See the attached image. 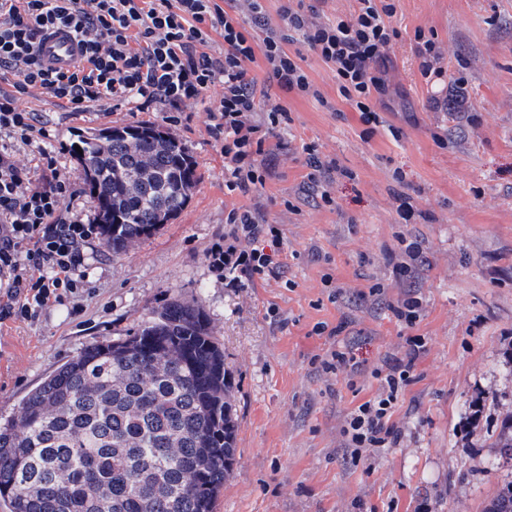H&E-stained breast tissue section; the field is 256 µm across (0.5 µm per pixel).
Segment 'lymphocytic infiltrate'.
I'll return each mask as SVG.
<instances>
[{
  "label": "lymphocytic infiltrate",
  "instance_id": "obj_1",
  "mask_svg": "<svg viewBox=\"0 0 512 512\" xmlns=\"http://www.w3.org/2000/svg\"><path fill=\"white\" fill-rule=\"evenodd\" d=\"M355 14L318 21L308 0H286L280 8L287 32L271 28L261 0H0V321H29L53 303L85 288L84 250L98 225L74 218L79 195L37 111L18 96L31 89L71 113L113 102L142 107L150 103L176 111L196 104L203 92L221 86L208 129L224 152V186L249 192L264 185L286 145L291 122L276 101H259L256 60L268 81L286 91L318 97L300 66L301 43L330 67L340 95L365 124H379L374 98L387 92L383 77L398 33L390 24L394 0H358ZM265 29L255 50L249 26ZM65 28L82 46L81 59L66 69L44 67L38 47L51 30ZM222 38L219 54L209 51ZM308 197L331 203L328 187L347 171L305 149ZM39 179H32V171ZM278 229L257 209L235 208L224 231L205 252L210 269L225 287L249 288L276 274L281 264L267 247L278 244ZM403 356L384 360L372 375L374 396L346 417L342 456L358 458L397 444L401 432L393 415L401 392L415 379L417 358L426 345L406 337Z\"/></svg>",
  "mask_w": 512,
  "mask_h": 512
}]
</instances>
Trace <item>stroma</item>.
<instances>
[{"label": "stroma", "mask_w": 512, "mask_h": 512, "mask_svg": "<svg viewBox=\"0 0 512 512\" xmlns=\"http://www.w3.org/2000/svg\"><path fill=\"white\" fill-rule=\"evenodd\" d=\"M392 25V96L380 124H364L332 70L303 51L322 98L270 87L292 118L290 152L245 194L225 188L224 155L206 131L220 87L187 114L152 104L72 117L46 95H21L64 145L86 221L96 208L72 151L86 131L159 126L188 148L200 180L173 220L125 253L92 241L89 295L52 304L33 322L0 323V414L82 347L132 332L179 299L202 308L224 349L237 418L236 462L215 512H484L512 474L494 446L512 415V0H396ZM419 29L443 54L435 89L419 70ZM459 78L465 99L450 113L438 102ZM310 144L351 173L330 185L328 205L300 192ZM401 194L413 209L408 222L397 212ZM253 207L281 231L282 268L255 287L228 288L205 249L231 209ZM406 241L429 259L411 331L427 350L394 414L398 444L358 462L338 454L340 427L376 392L371 370L404 353L409 331L357 296L378 283L388 300L403 298L409 283L393 267ZM321 322L342 327L341 336L315 334ZM340 338L353 342L365 374L315 370L313 359Z\"/></svg>", "instance_id": "obj_1"}]
</instances>
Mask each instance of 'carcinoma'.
<instances>
[{"mask_svg": "<svg viewBox=\"0 0 512 512\" xmlns=\"http://www.w3.org/2000/svg\"><path fill=\"white\" fill-rule=\"evenodd\" d=\"M146 125L79 140L101 234L119 254L151 237L198 183L178 141ZM224 352L193 305L166 303L134 331L96 341L0 417L8 512H213L236 460ZM512 459V417L496 440ZM485 512H512V479Z\"/></svg>", "mask_w": 512, "mask_h": 512, "instance_id": "cac0c4a2", "label": "carcinoma"}]
</instances>
